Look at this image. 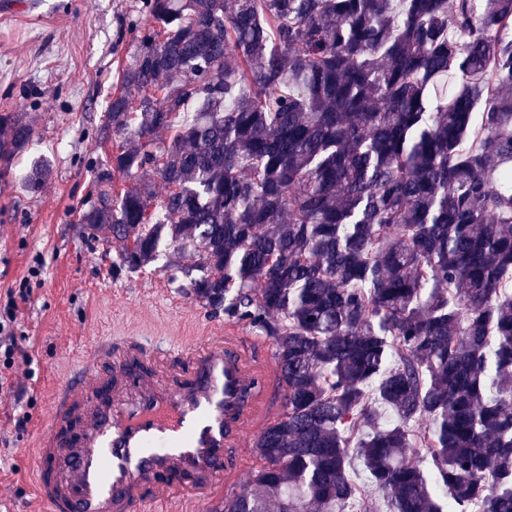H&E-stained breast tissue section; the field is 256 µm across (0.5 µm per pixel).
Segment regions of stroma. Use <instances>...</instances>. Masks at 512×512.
Segmentation results:
<instances>
[{
  "instance_id": "stroma-1",
  "label": "stroma",
  "mask_w": 512,
  "mask_h": 512,
  "mask_svg": "<svg viewBox=\"0 0 512 512\" xmlns=\"http://www.w3.org/2000/svg\"><path fill=\"white\" fill-rule=\"evenodd\" d=\"M140 0H42L34 12L0 15V112L33 121L28 151L0 174V300L42 258L41 281L20 304L15 332L31 360L30 403L0 395V512H45L28 484L31 442L55 383L65 380L99 336H137L182 345L225 328L191 294L184 268H168L163 247L146 270L120 269L109 231L78 221L96 200L95 171L108 163L100 142L107 101L134 46ZM47 161L42 191L28 192L32 163ZM28 414L24 429L17 415Z\"/></svg>"
}]
</instances>
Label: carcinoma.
Listing matches in <instances>:
<instances>
[{
  "mask_svg": "<svg viewBox=\"0 0 512 512\" xmlns=\"http://www.w3.org/2000/svg\"><path fill=\"white\" fill-rule=\"evenodd\" d=\"M133 31L79 223L129 271L192 254L273 340L224 512H512V0H142ZM31 137L0 113L5 168Z\"/></svg>",
  "mask_w": 512,
  "mask_h": 512,
  "instance_id": "cac0c4a2",
  "label": "carcinoma"
}]
</instances>
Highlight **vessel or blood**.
<instances>
[{
  "label": "vessel or blood",
  "mask_w": 512,
  "mask_h": 512,
  "mask_svg": "<svg viewBox=\"0 0 512 512\" xmlns=\"http://www.w3.org/2000/svg\"><path fill=\"white\" fill-rule=\"evenodd\" d=\"M280 370L240 330L169 350L98 339L36 437L45 512H175L233 494L280 415Z\"/></svg>",
  "instance_id": "b4317fda"
}]
</instances>
